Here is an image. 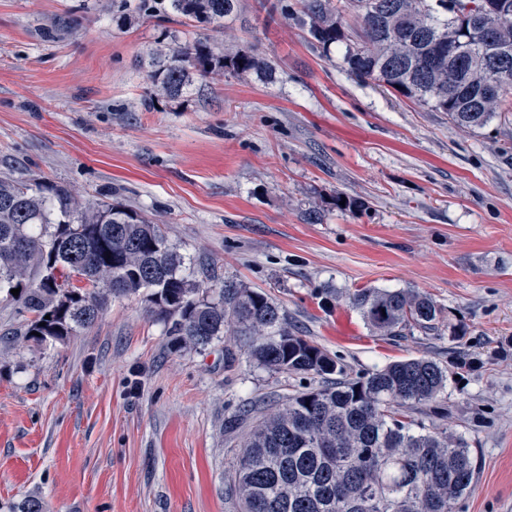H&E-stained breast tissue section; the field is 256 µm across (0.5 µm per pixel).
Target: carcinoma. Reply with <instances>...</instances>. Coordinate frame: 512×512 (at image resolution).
<instances>
[{"label": "carcinoma", "instance_id": "1", "mask_svg": "<svg viewBox=\"0 0 512 512\" xmlns=\"http://www.w3.org/2000/svg\"><path fill=\"white\" fill-rule=\"evenodd\" d=\"M169 2L178 14L214 24L236 14L240 0ZM371 2L348 0L360 26L352 45L335 0H303L310 36L326 53L346 43L351 75L446 112L461 129H482L498 116L512 92V10L487 28L478 21L493 0H389L393 8L368 27ZM437 39L460 54L448 60ZM488 39L509 51L492 72L475 49ZM267 67L252 54L198 40L169 47L150 81L154 95L174 101L194 74ZM183 264L161 225L131 209L83 202L47 181L0 180V293L31 315L21 332L27 339L63 342L94 325L109 297L146 288L174 347L202 348L230 332L267 371L324 378L261 415L242 442L232 476L241 512H453L478 466L465 437L426 423L421 409L446 388V368L418 357L350 376L288 328L265 294L227 279L204 286ZM75 272L85 286L73 285ZM348 299L379 336L434 331L441 314L430 295L412 288H360Z\"/></svg>", "mask_w": 512, "mask_h": 512}]
</instances>
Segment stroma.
Listing matches in <instances>:
<instances>
[{"label":"stroma","mask_w":512,"mask_h":512,"mask_svg":"<svg viewBox=\"0 0 512 512\" xmlns=\"http://www.w3.org/2000/svg\"><path fill=\"white\" fill-rule=\"evenodd\" d=\"M0 0V179L45 178L160 224L199 280L231 279L356 374L427 357L431 404L477 478L454 512H512V93L480 130L349 75L301 0H241L204 27L158 0ZM273 69L151 94L163 36ZM416 288L437 331L373 335L348 294ZM0 294V512H239L235 455L264 405L312 384L250 362L239 337L171 349L145 294L109 298L63 342L18 336ZM478 359L456 368L459 357Z\"/></svg>","instance_id":"1"}]
</instances>
